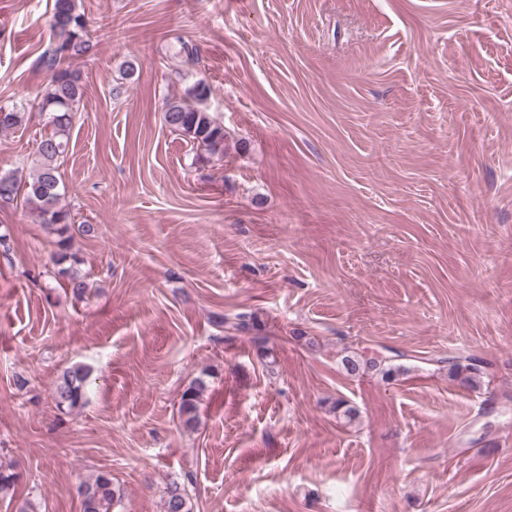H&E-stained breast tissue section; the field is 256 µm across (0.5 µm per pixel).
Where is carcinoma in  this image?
Masks as SVG:
<instances>
[{
	"label": "carcinoma",
	"instance_id": "1",
	"mask_svg": "<svg viewBox=\"0 0 512 512\" xmlns=\"http://www.w3.org/2000/svg\"><path fill=\"white\" fill-rule=\"evenodd\" d=\"M52 43L44 53L49 79L44 85L38 102L39 113L48 115L52 133L38 144V167L32 180L21 181L11 172L0 173V206L26 207L31 217L40 224L55 227L58 235L57 250L52 255L59 266L58 274L67 279L73 294L84 295L87 288L85 276L79 266L78 254L70 251V224L73 217L62 204L65 185L59 172L58 160L64 156L69 143V133L74 123L83 87L79 75L70 69L69 63L85 56L92 49L91 29L85 12L78 0H54L51 16ZM211 88L198 81L187 88L185 96L167 100L164 120L168 127L189 136L198 146L216 153L224 145V127L217 124L203 103L209 98ZM31 113L25 107L0 105V131L16 129L27 124ZM342 367L350 376L369 371L382 374L387 381H394L402 373L399 366L388 364L385 359L365 358L352 353L342 358ZM448 373L466 386L476 389L481 384L482 365L472 356L448 355ZM88 371L82 366H71L60 375L53 391V399L60 411H73L83 404ZM208 384L198 378L181 397L180 413L183 423L191 427L197 420L198 404ZM82 512H112L120 493L112 482L109 471L97 472L92 481L80 488ZM165 512H192L187 493L174 483L167 491Z\"/></svg>",
	"mask_w": 512,
	"mask_h": 512
}]
</instances>
